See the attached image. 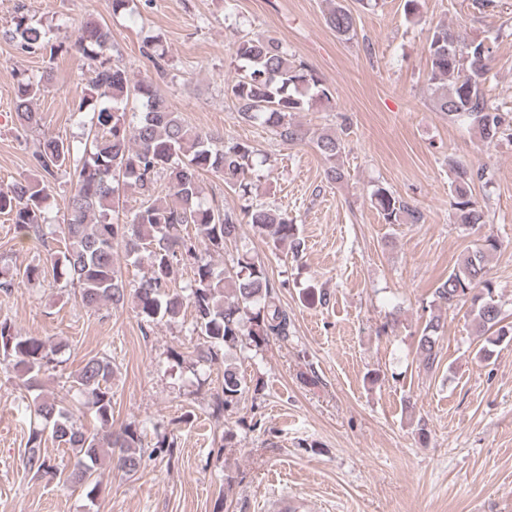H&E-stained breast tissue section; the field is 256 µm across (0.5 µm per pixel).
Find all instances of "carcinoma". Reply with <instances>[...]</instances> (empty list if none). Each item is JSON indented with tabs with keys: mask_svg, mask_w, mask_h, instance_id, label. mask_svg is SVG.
<instances>
[{
	"mask_svg": "<svg viewBox=\"0 0 512 512\" xmlns=\"http://www.w3.org/2000/svg\"><path fill=\"white\" fill-rule=\"evenodd\" d=\"M326 24L337 36L349 39L355 29L351 11L337 2L330 4ZM5 35L21 50L50 56L75 52L87 61L88 88L77 108L91 115L85 139L73 144L44 129L42 113L33 107L45 91L50 75L36 80L16 71L14 112L18 129L42 131L43 139L33 153V166L40 178L19 181L0 189V215L9 217L20 233H40L47 223L45 203L51 184L60 174L75 182L66 214L60 224L63 250L51 258V271L79 288L87 307L110 304L122 309L133 302L143 333L162 321H175L186 308L193 312L191 332L203 339L194 353L196 363L213 365L230 352H258L273 337L288 338L291 319L281 307L263 262L242 255L229 269L216 270L214 256L224 255L227 244L240 237L241 225L249 224L273 246L289 245L299 253L298 225L288 213L264 204L248 203L236 211L206 200L199 176L213 173L224 186L248 198L258 153L247 141L224 140L186 124L172 111L158 91L154 79L131 82L127 70L112 62L111 35L96 22H88L77 39L67 45L53 42L51 27L24 14L14 17ZM237 76L225 93L235 102L241 119L259 122L285 144H296L308 131L295 123L294 115L317 101H330L331 93L317 73L296 63L282 44L268 36L241 38L233 44ZM142 54L156 74H165L167 51L159 40H143ZM428 86L434 108L451 120L472 124L480 136L494 140L512 129V113L491 103L482 85L491 71L492 48L483 39H467L438 24L428 44ZM136 99L141 112L127 111ZM330 182L344 178L340 157L342 139L321 133L313 139ZM453 174L449 186L451 206L459 224L485 223V212L475 197V182L485 179V169L474 170L448 158ZM128 187L141 196L140 206L128 222L113 221L120 207L121 191ZM371 202L388 224H423L424 213L384 187L375 188ZM194 232H189V229ZM123 243L128 254L145 255L148 271L134 284L116 269L113 247ZM501 242L487 236L477 243L434 288V301L448 310L467 308L472 321L490 333L482 347L512 339V322H505L495 299V284L486 269L489 255ZM190 266L192 279L181 284V267ZM38 265L15 269L0 278V292L14 288L16 279L35 281L45 276ZM444 323L439 315L424 325L418 339L417 361L431 371L439 363L438 340ZM55 347L42 336H21L11 324L0 321V367L20 373L28 391L38 389L41 375L55 362ZM112 362L104 356L84 361L72 376V385L83 401L73 406L65 396L37 394L29 409L50 428L51 438L71 450L72 469L57 464L43 453V430L29 435L22 464L42 478H65L85 490L90 502L100 492L99 465L108 457L113 467L127 476L136 475L144 456H158L166 449L146 451L137 431L112 430ZM249 391L245 376L237 368L224 366L223 398L216 408L227 411ZM89 413L101 431L87 433L78 427L76 413Z\"/></svg>",
	"mask_w": 512,
	"mask_h": 512,
	"instance_id": "cac0c4a2",
	"label": "carcinoma"
}]
</instances>
